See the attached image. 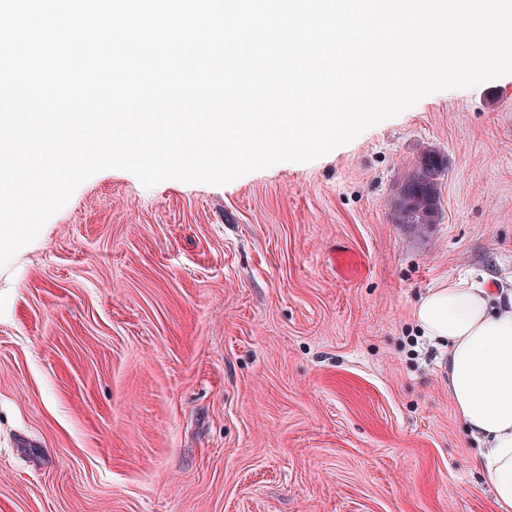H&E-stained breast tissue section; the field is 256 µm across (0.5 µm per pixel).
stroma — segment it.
I'll return each instance as SVG.
<instances>
[{"mask_svg":"<svg viewBox=\"0 0 512 512\" xmlns=\"http://www.w3.org/2000/svg\"><path fill=\"white\" fill-rule=\"evenodd\" d=\"M454 277L512 282V80L222 186L97 173L0 267V512H495L412 318ZM447 168L445 157L431 149L423 151L418 164L402 184L392 208L402 224H435L441 212V178Z\"/></svg>","mask_w":512,"mask_h":512,"instance_id":"obj_1","label":"stroma"}]
</instances>
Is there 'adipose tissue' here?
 <instances>
[{
  "instance_id": "ef3b65f1",
  "label": "adipose tissue",
  "mask_w": 512,
  "mask_h": 512,
  "mask_svg": "<svg viewBox=\"0 0 512 512\" xmlns=\"http://www.w3.org/2000/svg\"><path fill=\"white\" fill-rule=\"evenodd\" d=\"M413 317L423 336L447 346L455 414L482 445L477 467L496 512H512V289L451 279Z\"/></svg>"
}]
</instances>
